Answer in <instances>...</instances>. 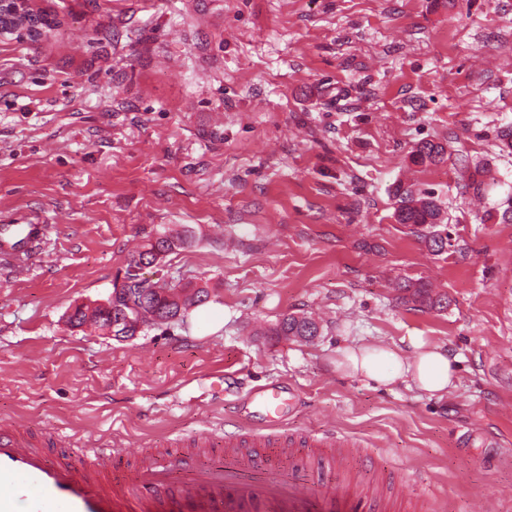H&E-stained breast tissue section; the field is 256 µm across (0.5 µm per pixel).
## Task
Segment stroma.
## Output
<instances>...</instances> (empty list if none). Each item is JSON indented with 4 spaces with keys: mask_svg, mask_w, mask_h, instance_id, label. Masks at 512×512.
<instances>
[{
    "mask_svg": "<svg viewBox=\"0 0 512 512\" xmlns=\"http://www.w3.org/2000/svg\"><path fill=\"white\" fill-rule=\"evenodd\" d=\"M50 25L0 40V224L48 233L30 273L0 269V418L59 429L121 468L285 392L289 431L359 444L350 477L424 487L446 512H512V0H30ZM439 163L411 161L418 143ZM434 193L452 234L397 223L399 187ZM147 269L209 293L128 341L70 310ZM444 296L431 309L403 285ZM287 315L319 333L272 330ZM457 359L437 397L337 368L339 349L411 337ZM445 154V147L432 140L420 142L413 154V160L420 164L439 163Z\"/></svg>",
    "mask_w": 512,
    "mask_h": 512,
    "instance_id": "1",
    "label": "stroma"
}]
</instances>
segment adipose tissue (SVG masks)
<instances>
[{"mask_svg":"<svg viewBox=\"0 0 512 512\" xmlns=\"http://www.w3.org/2000/svg\"><path fill=\"white\" fill-rule=\"evenodd\" d=\"M411 346L413 353L408 358L380 344L350 346L341 351L336 365L346 374L381 385L402 383L439 396L454 390L456 368L447 349L418 336L412 337Z\"/></svg>","mask_w":512,"mask_h":512,"instance_id":"obj_1","label":"adipose tissue"}]
</instances>
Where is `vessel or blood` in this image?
<instances>
[{
    "mask_svg": "<svg viewBox=\"0 0 512 512\" xmlns=\"http://www.w3.org/2000/svg\"><path fill=\"white\" fill-rule=\"evenodd\" d=\"M45 233L42 224H1L0 264L28 274ZM251 398L264 425L201 434L142 454L127 471L115 463L117 449L56 459L53 433H35L24 418L1 420L0 512H362L363 497L348 486L319 488L307 468L272 463L307 448L343 471L349 438L332 428L289 433L279 387L254 388Z\"/></svg>",
    "mask_w": 512,
    "mask_h": 512,
    "instance_id": "vessel-or-blood-1",
    "label": "vessel or blood"
}]
</instances>
